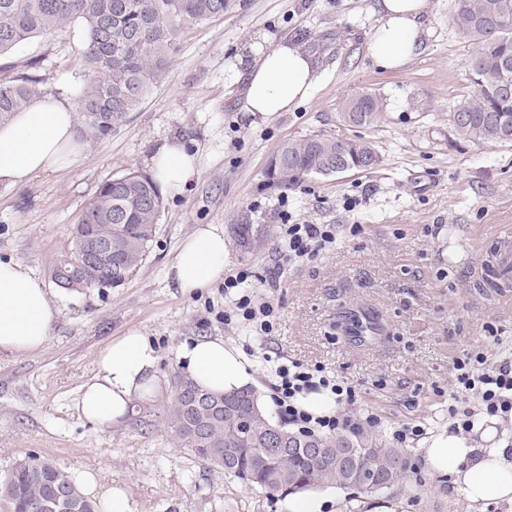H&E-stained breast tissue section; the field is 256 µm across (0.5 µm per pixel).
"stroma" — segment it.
Listing matches in <instances>:
<instances>
[{"label":"stroma","instance_id":"1","mask_svg":"<svg viewBox=\"0 0 512 512\" xmlns=\"http://www.w3.org/2000/svg\"><path fill=\"white\" fill-rule=\"evenodd\" d=\"M423 52L406 66L378 69L369 56L378 25L374 0H235L224 15L187 26L162 83L112 135L83 144L69 168L0 186V260L48 282L60 310L46 347L0 359V471L35 454L62 468L85 464L125 484L140 512H289L288 501L211 469L175 447L165 430L178 345L223 337L241 351L250 384L273 410L263 353L319 365L352 385L356 422L376 416L387 447H400L413 478L406 489L363 493L326 489L323 512H512V502H471L453 477L423 464L429 438L448 429V391L457 357L475 348L496 357L512 346V296L478 287L477 272L497 238L512 230V143L458 137L450 114L475 92L470 42L452 20L454 0H432ZM289 37L318 61L310 97L267 122L243 111L245 84L224 66L257 34ZM81 23L32 38L0 56V78L28 76L75 101L84 77ZM377 96L369 126L340 121L354 93ZM371 142L369 170L314 177L284 187L268 176L279 145L311 134ZM166 135L194 141L200 177L192 192L164 196L146 260L124 287L65 292L49 270L72 246L73 227L101 184L144 170ZM335 224V247L286 266V224ZM200 224H220L230 244L225 275L247 267V292L272 300L278 324L266 341L225 325L224 286L182 295L165 265ZM142 329L160 355L161 390L118 426L83 421L75 406L99 350ZM425 425L402 445L394 429Z\"/></svg>","mask_w":512,"mask_h":512}]
</instances>
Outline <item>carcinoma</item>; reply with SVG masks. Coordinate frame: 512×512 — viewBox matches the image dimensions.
<instances>
[{
  "instance_id": "obj_1",
  "label": "carcinoma",
  "mask_w": 512,
  "mask_h": 512,
  "mask_svg": "<svg viewBox=\"0 0 512 512\" xmlns=\"http://www.w3.org/2000/svg\"><path fill=\"white\" fill-rule=\"evenodd\" d=\"M232 0H0V55L26 40L79 22L85 30L84 83L77 98L83 138L98 140L126 121L164 79L182 29L224 15ZM453 22L475 51L468 68L475 93L450 113L460 137L475 143H512V0H454ZM44 94L38 80L0 83V122ZM380 101L354 94L341 120L350 126L378 120ZM270 162V175L285 186L311 176L336 175V162L372 169L380 157L363 140L313 134L288 139ZM162 208L159 185L149 174L128 171L105 181L74 226L72 247L50 278L63 291L120 288L153 243ZM112 240V266L88 277L81 260L89 238ZM172 444L241 480L249 487L288 496L320 488L364 493L402 488L409 475L400 452L364 432L300 434L276 422L257 391L211 393L185 372L175 376L166 417ZM325 449V460L307 449ZM0 512H96V504L52 460L28 454L0 474Z\"/></svg>"
}]
</instances>
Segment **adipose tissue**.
<instances>
[{
    "label": "adipose tissue",
    "mask_w": 512,
    "mask_h": 512,
    "mask_svg": "<svg viewBox=\"0 0 512 512\" xmlns=\"http://www.w3.org/2000/svg\"><path fill=\"white\" fill-rule=\"evenodd\" d=\"M430 7V0H378L379 26L369 43L375 66L397 69L419 54ZM227 71L231 79L246 82L245 113L264 122L306 101L317 79L311 54L288 39L273 43L262 34L251 40L246 52L229 60ZM76 126V110L51 95L15 113L0 125V185L13 186L33 174L75 163ZM147 168L162 192L184 194L200 175L198 150L184 138L164 137L155 144ZM229 257L223 225H199L167 262L165 279L190 295L223 280ZM59 314L39 279L18 262L0 261V355L44 349ZM176 357L187 374L211 392L239 389L250 379L239 351L219 337L183 342ZM158 362L159 353L142 330L112 337L97 355L92 378L80 389V417L98 426L121 421L135 399L157 390ZM424 458L428 469L455 477L471 501H512V451L493 430H484L475 440L444 433L432 437ZM67 475L91 497L98 512H139L137 502L104 471L75 466Z\"/></svg>",
    "instance_id": "1"
}]
</instances>
